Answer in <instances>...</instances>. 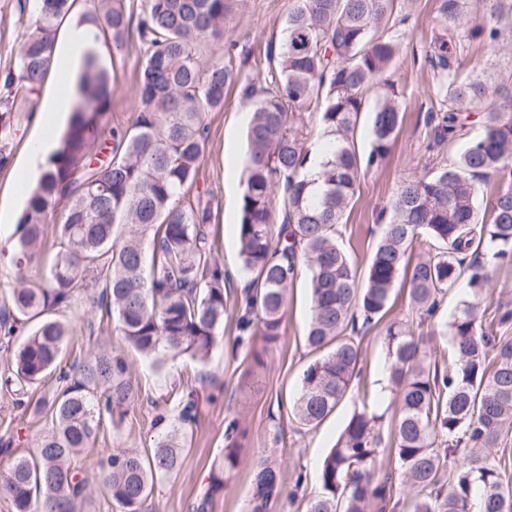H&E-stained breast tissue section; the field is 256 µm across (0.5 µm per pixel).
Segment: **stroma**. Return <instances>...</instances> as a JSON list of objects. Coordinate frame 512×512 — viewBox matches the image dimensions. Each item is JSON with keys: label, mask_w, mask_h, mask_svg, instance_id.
Instances as JSON below:
<instances>
[{"label": "stroma", "mask_w": 512, "mask_h": 512, "mask_svg": "<svg viewBox=\"0 0 512 512\" xmlns=\"http://www.w3.org/2000/svg\"><path fill=\"white\" fill-rule=\"evenodd\" d=\"M295 0H239L224 24V40L216 50L241 75L267 78L270 65L267 51L280 43ZM438 0H391L383 21L400 34V49L387 71L400 93L403 111L401 132L388 156L379 166L361 172L354 196L349 202L338 238L358 267H366L373 244L370 235L380 209L388 206L397 185L421 176L427 164L448 163L461 152L467 140L481 130L479 115H472L460 138L426 151L430 131L424 123L427 112L437 108L435 77L425 58L438 15ZM35 10L34 4L19 8L18 0H0V74L16 62L18 49ZM112 73V124L127 125L136 117V76L143 59L137 40H129L122 51L108 50ZM488 70L492 80L512 89V53H492L480 40L467 42L463 50L462 76ZM246 107L237 86L224 90V107L209 113L208 140L200 168V183L213 193V221L210 235L215 255L225 268L237 271L227 285L229 298H236L249 277L240 271L237 224L240 219L243 157L246 152ZM33 132L32 117L20 115V131L13 149V166L0 173V209L19 216L25 206L13 191L17 165L25 158V143ZM66 319L75 332L64 345L63 364L84 361L99 350L123 352L141 401L130 408L119 426L103 422L80 465L90 487L84 512H120L103 483L97 462L116 448L153 451L162 435L178 423L179 401L186 390L197 396L196 422L187 430L180 469L155 483L145 512H197L201 500H208L207 512H249L252 472L259 461L279 469L285 490L296 491L295 500L275 503L271 512H305L308 498L319 489L318 465L332 448L348 418L362 406L385 405L388 354L384 341L387 323L410 319L411 310L402 287H395L390 310L383 323L363 333L362 374L345 400L321 424L299 425L290 408L300 388L306 366L315 358L304 335L311 315L307 278H300L288 290L282 334L271 347H264L260 336L238 342L235 311L224 317V332L206 362L187 356L154 367L147 358L125 345L115 321L93 307L88 294L75 297L65 309ZM264 350L263 363H255L253 351ZM237 419L245 437L240 463L224 489L209 492L211 468L224 446V428ZM52 428L50 415H33L16 404L12 393L0 388V445L12 452L26 453L40 435ZM305 472L302 486H295L297 472Z\"/></svg>", "instance_id": "1"}]
</instances>
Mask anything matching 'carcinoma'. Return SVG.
Returning a JSON list of instances; mask_svg holds the SVG:
<instances>
[{
    "mask_svg": "<svg viewBox=\"0 0 512 512\" xmlns=\"http://www.w3.org/2000/svg\"><path fill=\"white\" fill-rule=\"evenodd\" d=\"M237 0H36L15 67L0 83V170L11 161L20 113L34 110L49 73L63 20L78 16L95 40L115 49L136 35L146 48L140 66L137 116L111 125L112 76L86 52L74 119L17 224L11 257L16 288L0 307V333L12 338L20 318L32 323L13 351L3 385L15 395L60 366L71 324L60 317L75 296L95 289L93 303L117 322L125 342L152 358L207 360L224 330L227 275L208 245L211 199L198 186L207 143L208 112L224 106L237 83L251 112L243 159L238 228L242 270L251 275L238 306L240 335L277 343L288 295L306 272L312 314L306 343L320 356L303 372L292 413L304 426L331 414L360 374L361 339L347 333L356 317L370 327L387 312L404 279L413 321L431 324L446 297L465 281L467 295L446 323L448 368L424 350V334L409 322L385 330L394 410L392 447L408 486L411 512H512V479L491 455L512 428V311L485 304L492 272L512 261V188L496 192L490 219L479 196L491 176H512V92L477 74L458 79L461 48L482 39L498 50L504 37L500 5L488 13L470 0H440L426 51L435 94L426 126L435 143L454 140L472 108L483 112L480 134L451 163L397 187L380 224L365 270L338 244V226L362 170L379 164L402 125L400 93L386 78L400 34L380 30L389 0H296L284 39L270 49L266 86L240 80L213 46ZM320 104V138H333V157L321 173L322 199L311 198L305 170L314 144L295 126L293 109ZM368 114L372 147L358 153L354 136ZM277 233H272L274 220ZM53 225L56 252L40 272L33 257ZM62 390L43 401L53 429L28 454L0 469V490L12 512H82L87 481L75 459L103 418L123 421L138 399L128 363L102 351L70 371ZM188 392L178 420L196 421ZM388 411H356L320 465V491L305 512H386L393 485L374 480ZM235 423L213 466L210 490L233 477L240 448ZM182 433L175 428L151 454L115 448L101 462L112 500L122 512H143L155 481L181 466ZM251 512H269L284 493L278 472L264 462L253 472Z\"/></svg>",
    "mask_w": 512,
    "mask_h": 512,
    "instance_id": "carcinoma-1",
    "label": "carcinoma"
}]
</instances>
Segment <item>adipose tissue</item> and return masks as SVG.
Masks as SVG:
<instances>
[{
    "mask_svg": "<svg viewBox=\"0 0 512 512\" xmlns=\"http://www.w3.org/2000/svg\"><path fill=\"white\" fill-rule=\"evenodd\" d=\"M95 42L85 26L69 24L55 43L51 68L57 86L50 98L45 99L37 113L36 125L26 148V165L21 177L35 175L45 164L55 147V135L68 121L77 102L76 79L84 64V53Z\"/></svg>",
    "mask_w": 512,
    "mask_h": 512,
    "instance_id": "adipose-tissue-1",
    "label": "adipose tissue"
}]
</instances>
